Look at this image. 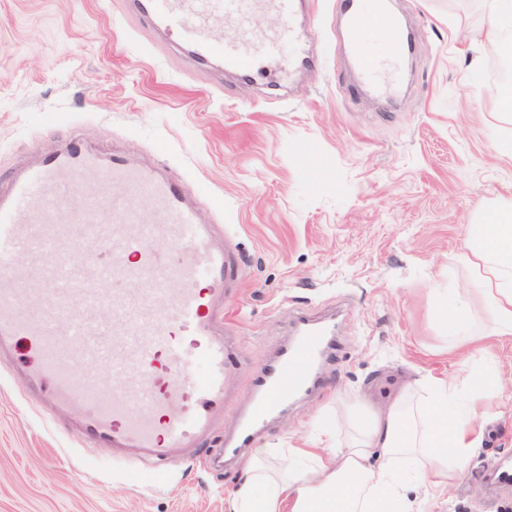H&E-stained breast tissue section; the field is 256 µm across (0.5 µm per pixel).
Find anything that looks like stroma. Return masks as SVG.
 Here are the masks:
<instances>
[{"mask_svg": "<svg viewBox=\"0 0 512 512\" xmlns=\"http://www.w3.org/2000/svg\"><path fill=\"white\" fill-rule=\"evenodd\" d=\"M415 33L394 96L353 64L346 0H308L302 50L281 58L271 91L201 63L128 0H0V187L69 141L120 151L197 194L214 242L244 258L224 334L233 343L224 427L254 378L292 337L298 313L344 308L340 349L309 395L290 402L255 448L346 445L354 424L392 402L417 404L431 381L473 369L477 345L450 348L449 294L481 309L454 260L482 209L512 200V161L494 146L497 61L482 0H393ZM26 344L0 361V512H230L241 463L177 455L156 483L149 464L82 440L79 411L32 389ZM499 382L477 409L482 443L448 481L440 512H512V488L488 474L512 466V347L496 349Z\"/></svg>", "mask_w": 512, "mask_h": 512, "instance_id": "obj_1", "label": "stroma"}]
</instances>
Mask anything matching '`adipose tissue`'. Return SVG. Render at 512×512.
I'll return each instance as SVG.
<instances>
[{"instance_id": "obj_1", "label": "adipose tissue", "mask_w": 512, "mask_h": 512, "mask_svg": "<svg viewBox=\"0 0 512 512\" xmlns=\"http://www.w3.org/2000/svg\"><path fill=\"white\" fill-rule=\"evenodd\" d=\"M458 259L492 319L490 338L512 346V203L484 211ZM480 398L435 383L422 407L409 412L397 403L378 411L346 447L289 449L290 464L278 470L257 451L245 463L232 512H404L408 485L428 474L441 490L464 472L480 443L473 424Z\"/></svg>"}]
</instances>
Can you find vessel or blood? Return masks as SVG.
<instances>
[{"mask_svg":"<svg viewBox=\"0 0 512 512\" xmlns=\"http://www.w3.org/2000/svg\"><path fill=\"white\" fill-rule=\"evenodd\" d=\"M299 0H140L160 24L225 69L251 71L293 41ZM277 14L280 26L256 42L255 17ZM363 78L390 85L365 37L384 29L393 44L405 33L378 0L350 15ZM225 29L216 38L215 29ZM84 185L90 202L74 217L69 198ZM73 253L87 254L83 263ZM24 263L27 275L12 271ZM241 264L233 245L216 247L182 186L121 153L109 160L78 143L15 173L0 191V357L27 341L31 378L59 405L79 406L82 434L97 444L136 448L163 465L199 447L224 417L229 345L224 306ZM333 343L324 323L299 316L295 336L253 383L251 406L222 455L250 447L258 423L315 384ZM108 364L117 388L82 385L76 369Z\"/></svg>","mask_w":512,"mask_h":512,"instance_id":"b4317fda","label":"vessel or blood"}]
</instances>
